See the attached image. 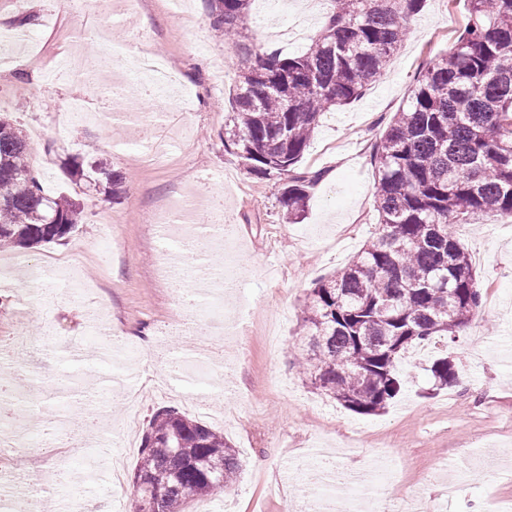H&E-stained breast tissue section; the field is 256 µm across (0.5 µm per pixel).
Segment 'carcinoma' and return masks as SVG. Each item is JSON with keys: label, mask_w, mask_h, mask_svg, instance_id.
Wrapping results in <instances>:
<instances>
[{"label": "carcinoma", "mask_w": 512, "mask_h": 512, "mask_svg": "<svg viewBox=\"0 0 512 512\" xmlns=\"http://www.w3.org/2000/svg\"><path fill=\"white\" fill-rule=\"evenodd\" d=\"M301 54L257 53L238 75L224 146L251 174L288 176V219L305 211L321 172L301 170L320 119L356 100L402 42L426 0H334ZM251 0H211L213 26L237 40ZM29 142L0 113V245L28 249L66 239L80 223L70 196L50 197L29 162ZM374 204L381 232L340 272L309 289L303 374L344 408L375 415L400 394L405 353L439 337L454 342L481 306L476 269L455 235L488 211L512 217V0H469L463 31L430 64L375 148ZM70 181L107 197L123 177L78 153ZM435 388L454 386L448 356ZM238 451L224 434L172 407L150 417L131 496L134 512H182L236 484Z\"/></svg>", "instance_id": "obj_1"}]
</instances>
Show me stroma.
<instances>
[{"instance_id":"obj_1","label":"stroma","mask_w":512,"mask_h":512,"mask_svg":"<svg viewBox=\"0 0 512 512\" xmlns=\"http://www.w3.org/2000/svg\"><path fill=\"white\" fill-rule=\"evenodd\" d=\"M301 3L269 0L243 49L229 46L213 28L209 0H186L177 14L171 0H140L136 15L125 19L111 17L112 0H100L94 13L84 12L81 0H0V32L15 30L29 39L27 47L0 59V99L24 132L44 131L30 144V163L45 193H67L81 208L80 224L64 241L23 253L0 249V265L22 254L40 270L37 279L13 280L34 304L0 301V347L11 348L20 336L35 340L34 351L17 359L31 379L28 402L7 428L29 443L9 462L17 481L27 483L39 472L52 480L42 504L60 507L78 496L86 512H127L139 451L124 453L117 430L90 435L74 420L58 427L49 447L40 436L42 420L61 415L78 399L82 414L100 415L117 427L125 417L115 395L119 382L131 375L141 387L169 376L170 356L182 352L190 360L180 375L169 377L173 396L146 401L139 427L168 405L223 432L243 461L230 494L198 498L187 512H284L288 501L302 506L310 490L305 473L294 475L287 496L274 489L294 456L313 450L345 467L388 459L386 480L375 495L383 505L446 500L443 471L464 462L475 477L447 500V512L512 508V477L483 464L486 450L512 449V218L489 213L459 229L479 276L482 305L451 349L456 386L434 390L430 366L439 347L431 344L408 355L397 400L385 412L361 416L320 396L297 361L308 289L342 269L379 232L374 145L429 63L452 47L467 20L468 0H427L408 20L407 37L383 75L321 121L299 166L324 176L310 188L299 222L291 224L279 202L282 178L250 174L224 146V121L251 52L293 56L319 34L321 15L308 23L304 41L283 37ZM142 14L151 19L149 29L137 25ZM106 21L121 65L147 49L178 73L190 100L188 131L155 161H142L132 149L135 131L120 118L130 110L155 111V102L128 89L105 93L101 83L76 70L59 73L73 55L101 52L92 30ZM79 97L104 99L101 121L63 124ZM89 147L124 175L118 200L68 180L64 159ZM211 175L223 181L210 186L203 200H222L224 234L242 247L230 260L235 274L234 300L224 307L228 321L208 336L201 355L192 323L174 322L184 285L158 275L155 220ZM79 285L90 288L91 298L106 300L110 336L86 319L83 303L73 296ZM129 340L152 343L151 365L101 358V346ZM76 442L95 457L93 483L83 480L86 459L68 453ZM119 455L125 479L113 487L110 460Z\"/></svg>"}]
</instances>
